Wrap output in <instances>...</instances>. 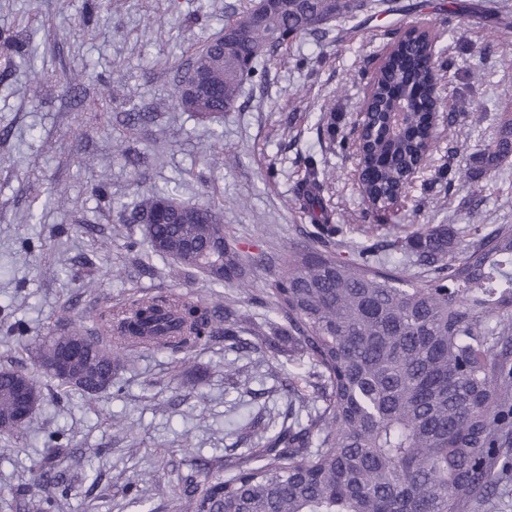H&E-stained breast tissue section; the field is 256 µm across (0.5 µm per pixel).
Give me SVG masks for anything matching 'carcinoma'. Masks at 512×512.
I'll return each mask as SVG.
<instances>
[{"instance_id":"obj_1","label":"carcinoma","mask_w":512,"mask_h":512,"mask_svg":"<svg viewBox=\"0 0 512 512\" xmlns=\"http://www.w3.org/2000/svg\"><path fill=\"white\" fill-rule=\"evenodd\" d=\"M365 0H249L242 15L224 25L198 50L179 80L172 105L203 122H216L234 105L256 63L297 38L328 35L327 25L345 22L368 8ZM395 54L377 69L360 106L374 127L356 149V175L372 212L387 215L411 187L435 148L427 110L392 115L402 99H426L430 71L447 73L429 31L386 29ZM8 60L30 57L28 45L0 31ZM317 130L329 144L336 118ZM512 158V115L470 166H442L424 192L470 188ZM306 180L294 201L309 224L304 245L288 252L269 282L271 334H246V319L226 304L209 307L183 295H142L98 315L110 347L78 328L53 336L41 359L48 362L69 344L85 345L86 382L77 389L95 395L109 388L118 355L141 349L178 353L218 336L247 353L280 351L283 337L301 347L315 396L290 397V422L264 446L224 461L236 471L206 487L190 480L177 512H465L512 480V224H423L408 238L395 236L381 257L376 244L349 255L336 249L343 233L323 196L325 176L310 156ZM146 225L154 253L181 269L199 270L213 282L244 290L254 269L272 262L259 253L246 263L224 236L223 216L209 203L176 202L175 191L157 190L131 214ZM423 276L407 275V267ZM25 379L41 401L35 378L0 370V440L19 434L14 384ZM39 483L53 494L38 500L47 512L68 496L70 481L51 468Z\"/></svg>"}]
</instances>
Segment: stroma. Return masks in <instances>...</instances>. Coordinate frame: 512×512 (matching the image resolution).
Returning a JSON list of instances; mask_svg holds the SVG:
<instances>
[{
	"mask_svg": "<svg viewBox=\"0 0 512 512\" xmlns=\"http://www.w3.org/2000/svg\"><path fill=\"white\" fill-rule=\"evenodd\" d=\"M97 2L93 10L88 0H0V30L23 32L36 54L31 69L0 62V368L25 370L42 392L19 437L0 447V512H28L30 499L46 496L37 478L52 434L61 448L51 465L72 478L60 512H167L196 458L220 464L262 447L269 418L287 409L285 389L313 394L285 355L254 364L220 338L186 353L142 351L91 399L41 374L44 337L72 325L93 332L96 314L143 293L227 302L257 319L265 312L254 298L273 269H256L246 292L196 271L172 277L151 255L142 225L121 221L120 206L165 187L185 203L209 199L238 248L282 258L303 243L298 228L307 217L292 198L312 155L331 174L324 195L346 243L404 236L422 224H512V161L475 183L485 198L478 213L462 210L459 196L430 194L421 212L405 199L397 215L369 223L354 162L315 131L329 109L337 131L350 130L367 86L356 72H373L388 49L380 30L395 20L409 28L421 16L437 23L454 11L462 26L442 37L450 85L441 96L460 115L452 140L465 164L512 111L499 97L512 85V38L491 21L512 20V0H425L418 15L381 14L339 40L284 45L245 83L218 140L172 106L176 67L247 0ZM475 68L484 72L478 84L469 77ZM138 111L155 118L127 125L126 113ZM449 141L439 140L413 195L447 159ZM231 362L245 367L247 387L225 383Z\"/></svg>",
	"mask_w": 512,
	"mask_h": 512,
	"instance_id": "obj_1",
	"label": "stroma"
}]
</instances>
